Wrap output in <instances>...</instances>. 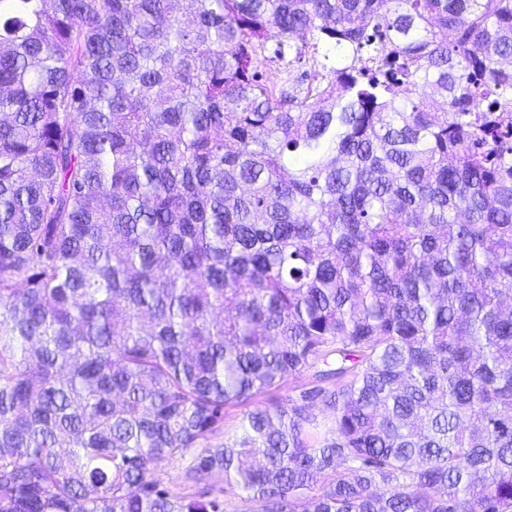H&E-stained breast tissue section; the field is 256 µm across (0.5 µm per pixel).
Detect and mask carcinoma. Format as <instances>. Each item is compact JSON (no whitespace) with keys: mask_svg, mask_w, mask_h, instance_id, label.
Returning <instances> with one entry per match:
<instances>
[{"mask_svg":"<svg viewBox=\"0 0 512 512\" xmlns=\"http://www.w3.org/2000/svg\"><path fill=\"white\" fill-rule=\"evenodd\" d=\"M508 104L512 0H0V512H512ZM188 462V460L174 462L155 471L153 477L161 485L174 492H194L197 489L210 487L212 482L206 476H198L192 482L186 480L185 475L189 465Z\"/></svg>","mask_w":512,"mask_h":512,"instance_id":"1","label":"carcinoma"}]
</instances>
